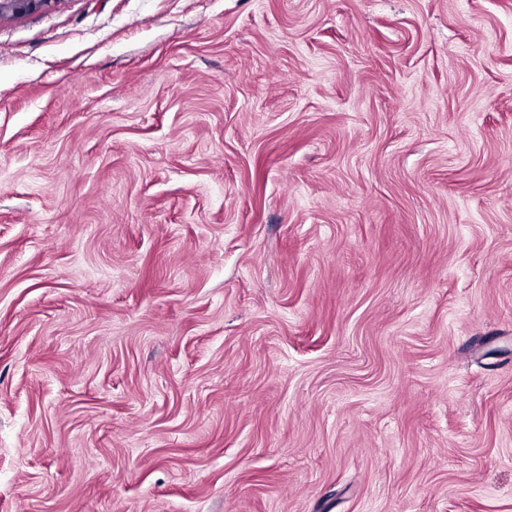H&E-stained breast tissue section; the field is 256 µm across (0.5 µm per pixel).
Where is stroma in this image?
Returning a JSON list of instances; mask_svg holds the SVG:
<instances>
[{"mask_svg":"<svg viewBox=\"0 0 512 512\" xmlns=\"http://www.w3.org/2000/svg\"><path fill=\"white\" fill-rule=\"evenodd\" d=\"M0 512H512V0L0 18Z\"/></svg>","mask_w":512,"mask_h":512,"instance_id":"obj_1","label":"stroma"}]
</instances>
